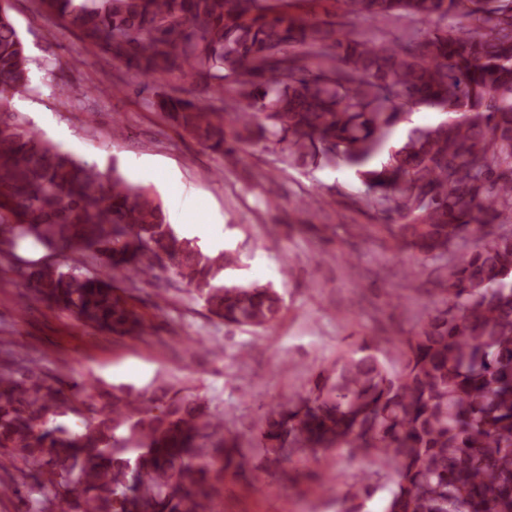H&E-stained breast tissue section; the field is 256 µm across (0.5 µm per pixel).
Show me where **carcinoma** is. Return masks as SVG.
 <instances>
[{"label":"carcinoma","instance_id":"1","mask_svg":"<svg viewBox=\"0 0 512 512\" xmlns=\"http://www.w3.org/2000/svg\"><path fill=\"white\" fill-rule=\"evenodd\" d=\"M336 3L310 18L290 0H36L92 52L148 80L203 85L206 97L162 94L154 107L211 152L236 162L284 144L290 164L346 166L366 206L388 215L389 240L440 262L441 303L390 356L365 339L264 412V472L286 481L290 458L345 450L391 469L384 512H512V0ZM29 64L0 0L8 254L24 239L100 254L133 288L171 269L225 325L273 326V286L219 282L235 253L203 251L152 191L25 128L15 100L32 90ZM422 106L442 118L389 143ZM18 272L86 326L147 335L110 278L56 263ZM63 404L80 418L73 429L51 423ZM223 428L174 382L75 383L67 395L33 369L0 370V457L39 472L33 512H207L215 456L253 471L251 449Z\"/></svg>","mask_w":512,"mask_h":512}]
</instances>
